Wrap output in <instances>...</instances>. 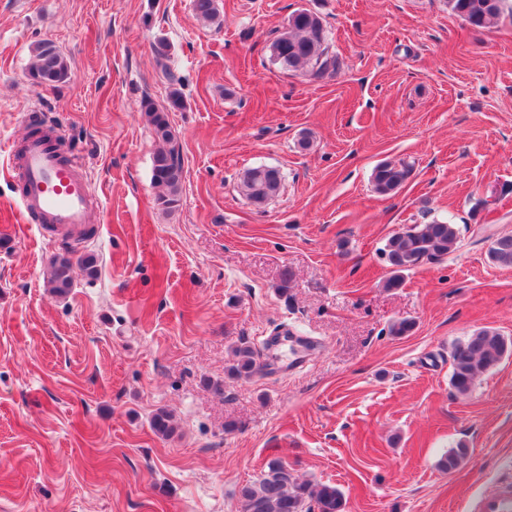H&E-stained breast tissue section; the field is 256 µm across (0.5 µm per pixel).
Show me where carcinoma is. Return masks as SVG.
<instances>
[{
  "instance_id": "carcinoma-1",
  "label": "carcinoma",
  "mask_w": 512,
  "mask_h": 512,
  "mask_svg": "<svg viewBox=\"0 0 512 512\" xmlns=\"http://www.w3.org/2000/svg\"><path fill=\"white\" fill-rule=\"evenodd\" d=\"M507 0H448V8L477 29L493 26L500 18ZM196 16L208 23L218 24L219 10L216 0H193ZM324 27L320 17L308 10H297L288 17L284 30L271 42L270 51L274 61L288 70L306 67L316 69L323 75L337 61L326 57ZM167 45L160 41L156 47V67L162 77L174 86L170 91L168 105L159 107L145 97L141 100V111L152 127L158 143L153 154L152 179L163 188L159 202L172 210L179 205L184 181V167L174 134L168 121V112L183 108L184 101L177 85L182 79L174 73L168 63ZM32 79L40 84H55L68 76V65L64 56L49 44H40L34 49ZM410 174L404 162L386 161L378 164L372 175L376 193L386 196L400 189ZM281 179L271 173L261 174L259 168L245 170L241 176V188L246 197L255 204H262L279 193ZM459 241L456 225L434 220L429 224H414L390 236L383 248L393 276L387 285H401V274L412 271L426 262L442 259L454 251ZM492 263L501 267H512V236L504 235L493 240L488 249ZM80 265L87 276H96L98 269L94 256L82 255L78 260L58 255L45 271L46 288L56 298H66L74 288L73 268ZM512 354V340L499 332L483 328L457 342L451 351L450 383L456 393L468 394L476 380L496 367L504 357ZM234 363L228 374L237 378H248L257 370V355L252 346L241 343L233 352ZM172 416L158 410L151 417V427L159 435L172 432ZM465 450L458 448L446 452L439 461L445 471L456 470L462 463ZM240 512H344V494L331 484L312 483L293 476L288 465L280 458L266 463V470L255 481L243 485L239 491Z\"/></svg>"
}]
</instances>
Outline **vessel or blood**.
<instances>
[{"mask_svg":"<svg viewBox=\"0 0 512 512\" xmlns=\"http://www.w3.org/2000/svg\"><path fill=\"white\" fill-rule=\"evenodd\" d=\"M61 132L8 142L6 157L20 184L24 219L37 224L42 236L81 239L88 232L97 202L79 153H63ZM474 512H512V480L478 496Z\"/></svg>","mask_w":512,"mask_h":512,"instance_id":"1","label":"vessel or blood"}]
</instances>
